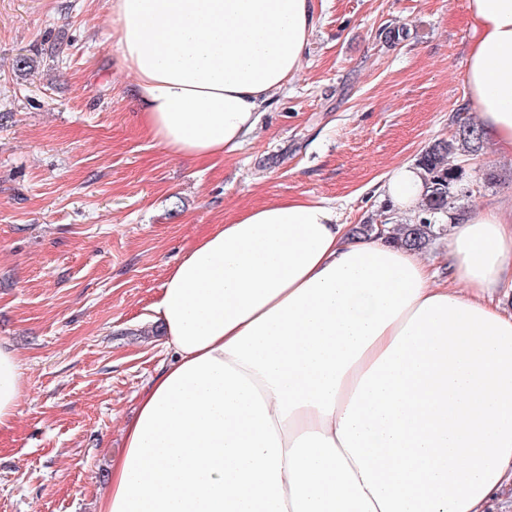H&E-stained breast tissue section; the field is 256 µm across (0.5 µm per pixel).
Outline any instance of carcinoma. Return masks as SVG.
Segmentation results:
<instances>
[{
    "label": "carcinoma",
    "mask_w": 512,
    "mask_h": 512,
    "mask_svg": "<svg viewBox=\"0 0 512 512\" xmlns=\"http://www.w3.org/2000/svg\"><path fill=\"white\" fill-rule=\"evenodd\" d=\"M481 141L478 127L461 118L457 120L455 141L438 140L421 153L418 166L424 174L425 193L415 222L400 225L394 237L398 244L422 252L444 232V225L436 223V219L461 210L464 181V170L448 167L445 158L455 144L468 153H476Z\"/></svg>",
    "instance_id": "obj_1"
}]
</instances>
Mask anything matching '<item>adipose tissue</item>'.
Wrapping results in <instances>:
<instances>
[{"mask_svg":"<svg viewBox=\"0 0 512 512\" xmlns=\"http://www.w3.org/2000/svg\"><path fill=\"white\" fill-rule=\"evenodd\" d=\"M149 136L198 160L252 135L300 72L313 0H111ZM465 83L512 156V0H468ZM382 189L405 213L421 170ZM446 280L283 198L197 239L151 319L171 359L122 427L97 512H490L512 493V209L460 211ZM23 397L0 342V433Z\"/></svg>","mask_w":512,"mask_h":512,"instance_id":"adipose-tissue-1","label":"adipose tissue"}]
</instances>
